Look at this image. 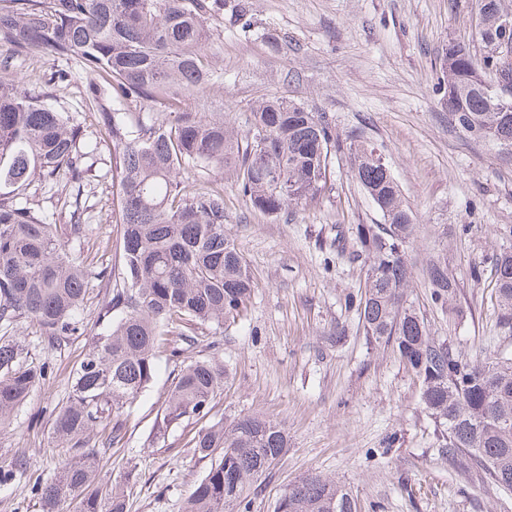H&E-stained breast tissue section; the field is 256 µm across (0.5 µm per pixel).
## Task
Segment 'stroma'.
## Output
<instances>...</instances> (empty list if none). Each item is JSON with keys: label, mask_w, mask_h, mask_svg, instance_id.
Segmentation results:
<instances>
[{"label": "stroma", "mask_w": 512, "mask_h": 512, "mask_svg": "<svg viewBox=\"0 0 512 512\" xmlns=\"http://www.w3.org/2000/svg\"><path fill=\"white\" fill-rule=\"evenodd\" d=\"M239 0H224V21L207 45L213 84L178 106L157 100L144 111L170 122L176 112H220L245 134L252 105L285 97L328 113L340 136L358 132L385 154L404 203L418 220L407 247L414 270L410 299L429 332L464 355L512 357V333L499 324L490 275L512 226V158L491 142L457 129L435 92L449 42L483 53L473 18L476 0H247L249 28ZM14 75L30 88L63 69L52 107L94 126L86 103L88 77L73 60L15 54L0 45ZM92 176L85 187L84 223L93 227L82 256L96 269L118 261L119 227L112 222V145L97 134ZM225 228L236 240L256 288L241 319L188 350L214 356L226 370L224 392L210 422L258 414L288 435V453L246 492L249 512H273L288 484L308 473L335 478L351 491L359 512H512V490L489 487L479 469L452 468L439 452L434 424L411 371L389 350H371L357 332L345 294L367 267L336 256L337 237L383 217L335 159L318 202L287 214L251 210L224 177ZM445 254L458 287L456 314L432 307L426 267ZM344 338H337V326ZM97 325L71 337L50 356L52 374L0 431V467L27 462V472L0 512H41L36 485L56 477L69 448L53 436V409L66 398L71 371L86 353ZM175 365L159 372L134 402L125 436L99 459V477L139 464L127 512H182L208 468L194 458L196 425L170 431L153 444L156 416L171 388Z\"/></svg>", "instance_id": "35a3bbf8"}]
</instances>
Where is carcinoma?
I'll list each match as a JSON object with an SVG mask.
<instances>
[{
	"instance_id": "cac0c4a2",
	"label": "carcinoma",
	"mask_w": 512,
	"mask_h": 512,
	"mask_svg": "<svg viewBox=\"0 0 512 512\" xmlns=\"http://www.w3.org/2000/svg\"><path fill=\"white\" fill-rule=\"evenodd\" d=\"M509 0H477L480 39L498 53L481 57L461 42L448 44L435 91L452 104L454 124L470 136L512 142V112H498L482 90L487 80L512 83V30L496 24ZM224 15V0H0V44L19 53H50L77 60L91 77L87 99L97 126L112 143L120 226L119 263L95 271L75 253L91 225L81 213L49 224L20 189L39 178L64 194L83 186L94 147L83 125L54 110L51 93L34 91L0 63V428L8 427L29 395L48 376L35 348L55 350L87 326L89 279L105 293L93 337L75 367L67 400L55 408L53 432L76 452L60 476L37 485L42 512H126L121 482L96 477L100 449L124 438L119 418L154 380L160 354L180 357L208 331L236 318L254 281L235 240L225 231L224 183L229 170L238 195L264 215L311 205L327 185L331 156L346 155L352 177L384 223L359 224L336 255L368 263L366 278L345 295L359 313L363 336L375 349L390 347L421 380V403L438 428L448 463L480 467L486 482L512 489V358H468L429 335L423 313L407 300L413 272L405 247L416 218L400 189L360 135L342 139L324 112L301 102L269 98L253 109L238 137L223 117L180 112L168 125L148 112H118L110 101L181 103L212 81L204 48L209 24ZM492 274L502 327L512 329V248L496 255ZM426 277L433 305L448 310L457 294L447 259L430 260ZM35 336L14 340L24 326ZM224 387V363L214 357L182 361L153 441L185 422L207 417ZM98 435V448H86ZM193 454L209 461L188 495L184 512H235L244 493L284 457L288 434L261 416L200 428ZM274 512H358L339 482L317 473L291 483Z\"/></svg>"
}]
</instances>
